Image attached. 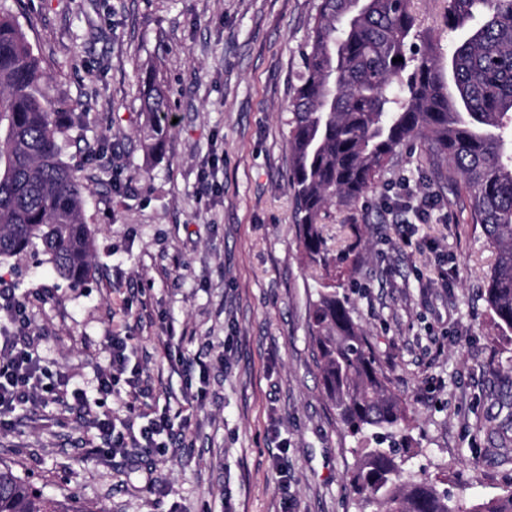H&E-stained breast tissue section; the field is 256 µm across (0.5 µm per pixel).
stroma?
<instances>
[{"mask_svg": "<svg viewBox=\"0 0 512 512\" xmlns=\"http://www.w3.org/2000/svg\"><path fill=\"white\" fill-rule=\"evenodd\" d=\"M316 5L15 0L52 94L94 118L65 150L93 190V268L74 284L24 253L0 259V276L30 302L46 367L116 431L125 408L94 389L116 334L135 336L131 360L153 384L141 411L170 410L174 424L168 451L111 459L91 452L95 431L65 399L17 407L0 463L47 494L87 512H374L348 484L358 444L323 395L308 333L323 281L302 261L288 181L289 105ZM152 73L177 120L159 157L138 134ZM322 227L344 272L336 289L407 411L398 465L469 502L501 493L512 443L488 422L512 396V335L494 324L496 253L465 199L406 145Z\"/></svg>", "mask_w": 512, "mask_h": 512, "instance_id": "1", "label": "stroma"}]
</instances>
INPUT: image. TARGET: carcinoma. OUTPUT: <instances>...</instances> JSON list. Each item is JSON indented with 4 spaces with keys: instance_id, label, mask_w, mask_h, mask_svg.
<instances>
[{
    "instance_id": "1",
    "label": "carcinoma",
    "mask_w": 512,
    "mask_h": 512,
    "mask_svg": "<svg viewBox=\"0 0 512 512\" xmlns=\"http://www.w3.org/2000/svg\"><path fill=\"white\" fill-rule=\"evenodd\" d=\"M417 0H318L301 46L291 103L289 183L308 264L336 279L323 237L328 204H357L397 150L420 140L435 177L464 192L468 220L496 248L486 297L498 329L512 333V0H445L443 22L464 32L442 52L422 28ZM401 62H392L396 57ZM46 74L16 17L0 2V258L40 251L75 284L91 272L84 220L89 179L62 159V143L85 115L51 97ZM162 87L143 90L146 147L173 128ZM326 398L354 435H392L405 410L387 386L362 326L336 286L318 292L309 316ZM398 449H359L353 490L377 512H512V487L468 503L426 477L403 478ZM0 512H82L0 467Z\"/></svg>"
}]
</instances>
